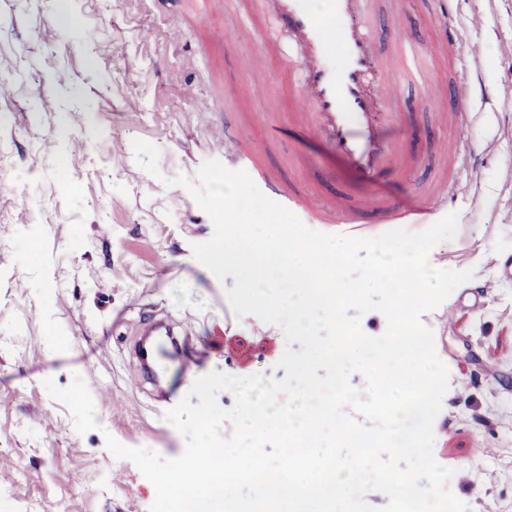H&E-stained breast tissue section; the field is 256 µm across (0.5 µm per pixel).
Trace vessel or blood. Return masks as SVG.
Segmentation results:
<instances>
[{"label":"vessel or blood","instance_id":"vessel-or-blood-1","mask_svg":"<svg viewBox=\"0 0 512 512\" xmlns=\"http://www.w3.org/2000/svg\"><path fill=\"white\" fill-rule=\"evenodd\" d=\"M375 4L376 0H328L326 12L320 13L308 0H248L243 12L244 20L258 26L267 41L286 30L294 34L305 60L297 119L322 137L363 183L377 182L394 160L405 156L401 143L385 134L394 121L386 109L385 84L399 74L422 85L427 82L413 41L398 39L390 55L381 54L369 28ZM334 43L342 51L339 66L331 59ZM448 82L456 88V116L464 118L470 86L457 70L449 71ZM233 159L264 183L268 197L308 210L312 223L354 235L363 229L365 219L359 207L340 209L332 200L312 203L301 186L284 183L255 164L243 142H236ZM423 220V212L404 209L391 200L383 202L373 216L377 224Z\"/></svg>","mask_w":512,"mask_h":512}]
</instances>
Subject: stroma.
<instances>
[{"label":"stroma","instance_id":"obj_1","mask_svg":"<svg viewBox=\"0 0 512 512\" xmlns=\"http://www.w3.org/2000/svg\"><path fill=\"white\" fill-rule=\"evenodd\" d=\"M195 14V0H0V500L9 512H149L153 485L105 435L175 458L186 439L164 414L198 377L284 378L281 329L238 316L234 278L194 258L213 224L174 183L224 160L229 129L320 201L419 207L436 181L452 187L435 216L457 214V234L429 257L474 276L421 317L449 370L433 454L470 512H512V0H378L383 53L413 37L433 90H389L387 134L411 163L372 187L293 122L303 68L289 35L264 43L233 0H213L207 28ZM445 21L471 60L463 128L447 114ZM461 134L474 153L452 171L440 147ZM137 138L158 148L159 176L137 162ZM162 319L180 325L194 364L156 386L130 349ZM77 375L99 424L82 435L44 386Z\"/></svg>","mask_w":512,"mask_h":512}]
</instances>
